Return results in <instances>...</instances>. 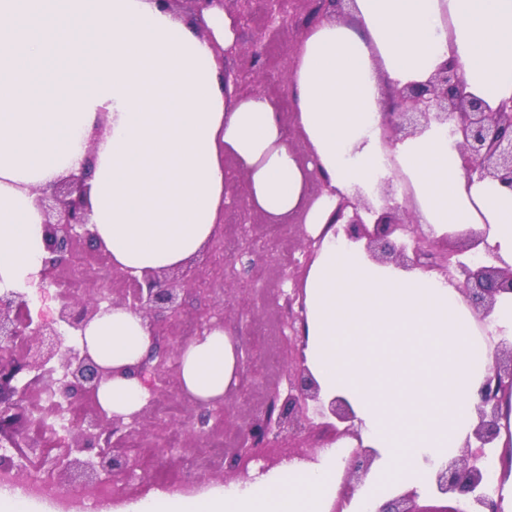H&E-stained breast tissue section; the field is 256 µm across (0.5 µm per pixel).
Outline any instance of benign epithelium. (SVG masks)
Listing matches in <instances>:
<instances>
[{"instance_id": "benign-epithelium-1", "label": "benign epithelium", "mask_w": 512, "mask_h": 512, "mask_svg": "<svg viewBox=\"0 0 512 512\" xmlns=\"http://www.w3.org/2000/svg\"><path fill=\"white\" fill-rule=\"evenodd\" d=\"M198 24H203V12L218 6L235 22L251 14V0H184ZM297 0H266L268 25L251 46L257 54L262 39L288 22L290 6ZM237 93L255 92L258 76L250 71L233 73ZM454 120L452 135L460 138L458 147L468 174L481 180L494 181L512 189V100L491 108L480 98L465 90L457 62L449 58L442 62L423 82L392 85L387 94V112L383 113L382 131L388 141L398 140L399 133L413 137L427 130L432 120ZM94 166L92 153H87L77 171L57 178L50 188L36 190V204L44 216L40 292L56 291L57 315L46 318L32 316L30 298L25 293L0 292V471L25 479L30 471L42 468L50 453L42 449L35 431L33 412L38 410L48 393H56L72 405L92 404L86 419L70 427L59 441L64 452L56 456L58 481L69 479L71 472L81 473L78 496H84L98 486L119 480L128 488L148 480L147 470L136 472L129 463L126 449L121 447L125 436L122 428L139 424L143 414L159 405L166 383L176 381L172 401L179 404L199 402L182 387L180 354L187 346L185 337L175 333L182 313L181 294L197 290L206 280L214 279L223 264L219 247L210 242L202 259L192 260L176 268L145 270L135 276L120 274L122 287L107 284L98 276L83 278L84 287L72 290L66 280L76 260L95 252L103 260L110 255L97 244V233L90 222L87 181ZM384 205L377 208L361 193L355 198L339 196L331 223L342 225L345 237L366 241L370 257L378 262L444 275L457 288L468 306L487 315L498 298L512 295V266L499 257L498 265L468 266L456 259L463 252L484 242V234L471 229L459 234L463 245L453 244L449 237H436L423 231L421 225L405 216L402 206L389 205L393 200L392 181L376 187ZM231 205L226 213L236 223H244L251 212L247 196L240 186H230ZM289 324H303L304 296L300 288L286 295ZM115 307L138 313L146 322L152 340L149 356L133 368L145 373L152 366L155 382L148 384L147 404L131 416L129 423L108 414L98 401L102 381L114 370L98 364L87 347L67 345L61 327L82 332L90 321ZM223 301L213 300L194 319V336L224 325ZM171 341L167 350L158 348L161 340ZM287 347L285 375L287 391L274 387L259 415L238 428L236 443L224 449L231 454L234 476L250 477L253 468L267 473L292 460L315 462L321 451L347 439L353 441L342 457L340 491L331 512H344L359 483L367 476L375 451L363 446L354 424V413L341 398L328 402L319 396L318 385L304 365V344L298 336L284 337ZM168 358L171 367L162 369L154 359ZM477 405L479 423L474 431L477 446L466 443L461 455L434 467L433 505L419 504L415 489L397 488L378 512H500L489 495L490 466L483 462L485 449L492 447L501 432V420L512 402V345L503 349L497 345L491 375L482 386ZM189 432L186 421L173 414L155 418L152 429L142 432L156 456L175 457L168 442L174 433ZM455 505H448V497Z\"/></svg>"}]
</instances>
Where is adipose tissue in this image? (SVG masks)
<instances>
[{
	"mask_svg": "<svg viewBox=\"0 0 512 512\" xmlns=\"http://www.w3.org/2000/svg\"><path fill=\"white\" fill-rule=\"evenodd\" d=\"M354 13L351 25L312 23L290 74L304 163L278 104L236 94L216 62L214 44L236 39L222 10L205 13L204 36L158 0H0V291L37 288L44 217L33 191L79 168L87 150L97 242L136 276L181 265L214 237L234 158L253 209L320 240L303 279L306 366L323 400L350 404L376 452L344 512H376L395 487L431 489L430 462L472 435L489 336L512 335V297L479 318L437 273L376 263L328 222L339 195L400 175L415 223L437 236L472 225L512 263V191L467 175L448 124L395 143L381 129L387 85L425 81L450 57L474 96L493 107L512 98V0H355ZM315 171L327 182L317 196ZM81 342L115 371L100 405L137 413L149 398L132 372L151 348L142 317L112 309ZM181 362L184 389L202 403L238 381L224 329L189 343ZM339 464L331 449L221 494H164L140 512H329Z\"/></svg>",
	"mask_w": 512,
	"mask_h": 512,
	"instance_id": "obj_1",
	"label": "adipose tissue"
}]
</instances>
